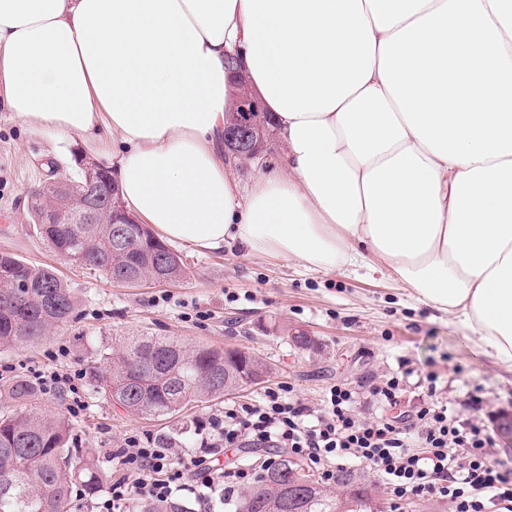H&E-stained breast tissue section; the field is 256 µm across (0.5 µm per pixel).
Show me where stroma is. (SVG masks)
<instances>
[{"label":"stroma","mask_w":512,"mask_h":512,"mask_svg":"<svg viewBox=\"0 0 512 512\" xmlns=\"http://www.w3.org/2000/svg\"><path fill=\"white\" fill-rule=\"evenodd\" d=\"M54 149L49 138L31 134L9 113L0 112V253L52 267L79 301L68 325L38 347L0 350V366L7 368L0 373V384L57 362L106 372L109 365L101 353L119 337L238 349L269 368L260 384L168 420L131 414L91 398L89 384H82L79 394L86 409L71 420L76 447L97 449L108 463L127 437L162 435L187 458L199 423L222 413L227 403L249 401L285 383L317 407L331 386L343 384L361 393L382 379L402 375V407L433 395L457 416L494 435L492 461L512 469V447L498 436L500 423L512 417V373L476 354L446 314L418 302L396 278L367 265L327 270L248 256L228 241L220 251L179 246L186 269L180 281L113 283L71 265L29 224L26 194L55 176L79 179L82 161L92 158L73 146L69 163L50 172L44 163ZM298 334L312 337L313 349L295 348L291 338ZM61 347L67 356L54 360Z\"/></svg>","instance_id":"obj_1"}]
</instances>
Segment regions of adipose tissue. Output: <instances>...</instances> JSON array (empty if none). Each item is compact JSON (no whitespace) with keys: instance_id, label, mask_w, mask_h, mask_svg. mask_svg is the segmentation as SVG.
Returning a JSON list of instances; mask_svg holds the SVG:
<instances>
[{"instance_id":"ef3b65f1","label":"adipose tissue","mask_w":512,"mask_h":512,"mask_svg":"<svg viewBox=\"0 0 512 512\" xmlns=\"http://www.w3.org/2000/svg\"><path fill=\"white\" fill-rule=\"evenodd\" d=\"M229 54L283 142L245 191ZM0 110L161 239L374 255L512 371V0H0Z\"/></svg>"}]
</instances>
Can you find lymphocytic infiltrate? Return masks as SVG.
Masks as SVG:
<instances>
[{"mask_svg":"<svg viewBox=\"0 0 512 512\" xmlns=\"http://www.w3.org/2000/svg\"><path fill=\"white\" fill-rule=\"evenodd\" d=\"M358 399L335 385L316 408L293 387L267 389L260 400L209 417L194 461L234 448H285L317 465L327 482L344 463L358 461L384 480L395 501L426 494L449 500L453 512H512V471L490 464L493 441L482 427L426 401L393 417L362 418ZM112 460L116 476L95 512H123L136 494L167 501L188 487L189 469L166 439L127 438Z\"/></svg>","mask_w":512,"mask_h":512,"instance_id":"f902f5d3","label":"lymphocytic infiltrate"}]
</instances>
